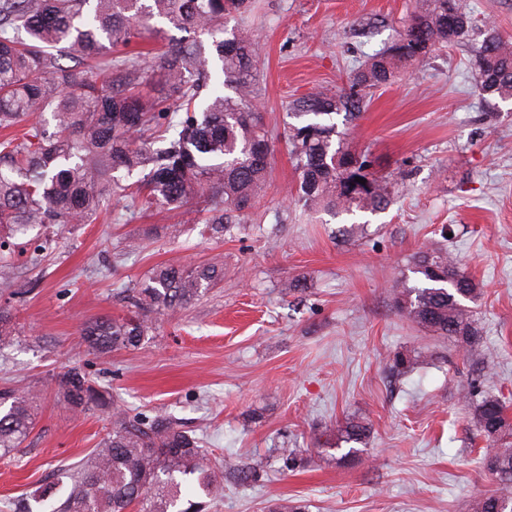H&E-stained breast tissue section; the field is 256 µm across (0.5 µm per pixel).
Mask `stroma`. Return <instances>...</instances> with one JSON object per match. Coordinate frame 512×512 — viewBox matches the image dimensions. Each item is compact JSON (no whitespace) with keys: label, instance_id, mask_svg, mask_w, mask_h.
<instances>
[{"label":"stroma","instance_id":"obj_1","mask_svg":"<svg viewBox=\"0 0 512 512\" xmlns=\"http://www.w3.org/2000/svg\"><path fill=\"white\" fill-rule=\"evenodd\" d=\"M477 27L512 41V0H464ZM415 0H253L242 20L257 43L260 104L279 132L289 101L340 86L390 43ZM472 48H440L378 91L351 131L383 173L403 175L385 211L360 213L366 231L342 242L340 220L323 224L293 204L297 175L276 141L269 184L229 232L198 224L188 207L111 216L45 239L17 240L15 286L0 288L18 323L0 350V388L38 394L21 451L0 460V512H37L52 486L97 448L111 423L77 414L54 377L79 368L115 406L163 411L200 436L209 457L264 458L250 487L225 484L209 512H270L281 501L305 512H468L493 487L478 463L484 446L461 388L512 405V112L489 116L475 89ZM445 245L473 276L483 344L466 352L401 318L389 290L409 257ZM221 262L222 282L186 308L158 316L135 350L107 357L79 344L83 325L131 312L125 295L158 265ZM307 289H288L295 277ZM420 352L407 376L400 350ZM360 417L373 433L365 460L325 447L338 422ZM300 461L283 470L279 451Z\"/></svg>","mask_w":512,"mask_h":512}]
</instances>
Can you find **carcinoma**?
I'll use <instances>...</instances> for the list:
<instances>
[{
    "instance_id": "obj_1",
    "label": "carcinoma",
    "mask_w": 512,
    "mask_h": 512,
    "mask_svg": "<svg viewBox=\"0 0 512 512\" xmlns=\"http://www.w3.org/2000/svg\"><path fill=\"white\" fill-rule=\"evenodd\" d=\"M249 0H0V281L14 275L12 239L33 227L90 224L120 197L130 212L181 207L198 198L204 212L220 211L225 224L248 215L267 184L275 138L256 100L258 47L227 19ZM209 36L165 37L151 24ZM462 0H416L400 43L372 54L334 92L298 97L287 106L283 140L297 181L293 200L305 211L336 217L387 208L399 178L369 172V161L349 147L334 117L353 123L373 93L438 47L476 34ZM476 89L490 105L512 101V46L497 31L477 33ZM67 56L88 66L77 72ZM159 79H154V74ZM234 95H227L224 89ZM50 112L54 131L31 121ZM138 179L121 183L113 173ZM363 178L361 184L355 178ZM392 289L397 313L420 329L452 339L467 351L482 336L470 304L480 298L473 278L448 250L418 252ZM224 279V267L168 263L128 289V317H104L81 328L89 351L107 355L135 349L149 336L155 315L174 312ZM11 309L0 306V347L14 336ZM56 393L74 412H108L112 430L79 470L60 473L66 488L51 512H207L185 500L182 483L197 476L209 495L221 474L200 441L165 414L145 421L112 406L110 393L76 368L54 379ZM459 395L484 438L479 464L494 488L469 512H512V419L490 392ZM33 398L0 389V457L15 455L34 425ZM370 424L348 418L336 425V449L356 456ZM266 473L254 459L233 469L240 484Z\"/></svg>"
}]
</instances>
